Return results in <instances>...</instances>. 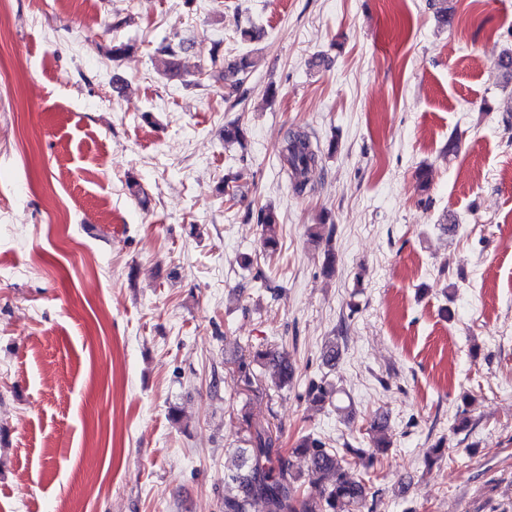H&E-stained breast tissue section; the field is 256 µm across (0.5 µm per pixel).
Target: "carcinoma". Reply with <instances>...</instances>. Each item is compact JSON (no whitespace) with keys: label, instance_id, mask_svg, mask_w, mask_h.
Wrapping results in <instances>:
<instances>
[{"label":"carcinoma","instance_id":"carcinoma-1","mask_svg":"<svg viewBox=\"0 0 512 512\" xmlns=\"http://www.w3.org/2000/svg\"><path fill=\"white\" fill-rule=\"evenodd\" d=\"M159 52L163 55L166 74L180 69L178 52L171 45L161 46ZM282 157L290 170L293 191L305 193L309 185L308 174L320 159L308 134L301 130L289 131ZM256 223L262 228V253H276L279 240L275 232V211L259 209ZM264 363L275 368L277 386L286 388L292 384L296 368L288 360V354L263 350L241 356L236 368L237 381L251 386L253 365ZM337 394L336 386L325 377L309 381L305 392L307 400L320 408L334 404ZM242 420L246 424L248 447L239 450L242 464L224 477V512H251L257 501L263 502L266 512H374L377 492L373 491V477L382 467L381 456L390 447L385 434V416L376 414L368 422L366 431L371 444L367 449L356 448L348 441L343 447L334 448L311 432L301 436L295 446L288 449V456L305 461L306 467L300 470L284 459L279 448L280 437L270 426L252 422L246 413ZM447 456H451V450L447 440L441 438L432 445L426 463L433 466ZM352 465L361 467V477H348L347 470ZM328 473L335 474V481L324 485L322 480ZM308 486L320 487L318 495L307 493Z\"/></svg>","mask_w":512,"mask_h":512}]
</instances>
